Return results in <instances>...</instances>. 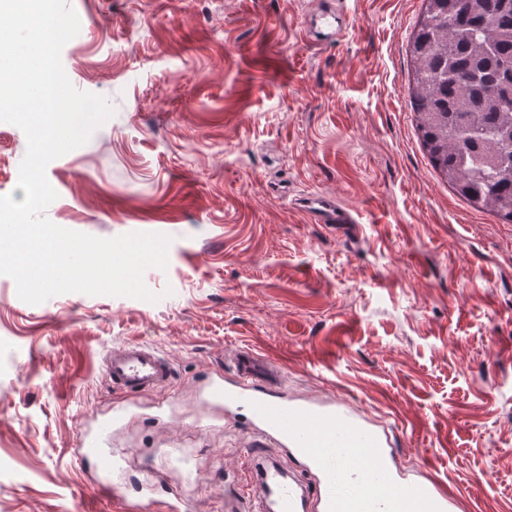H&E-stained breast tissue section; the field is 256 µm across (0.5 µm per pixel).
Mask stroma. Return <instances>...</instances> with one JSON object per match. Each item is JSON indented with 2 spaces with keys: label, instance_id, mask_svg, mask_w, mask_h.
Wrapping results in <instances>:
<instances>
[{
  "label": "stroma",
  "instance_id": "obj_1",
  "mask_svg": "<svg viewBox=\"0 0 512 512\" xmlns=\"http://www.w3.org/2000/svg\"><path fill=\"white\" fill-rule=\"evenodd\" d=\"M339 41L307 45L317 0H69L61 59L114 116L51 161L56 225L170 237L161 298L65 293L32 305L0 275V512H120L85 436L111 418L112 479L136 512L171 490L224 512L249 478L242 422L206 402L251 349L292 399L344 401L388 428L405 480L460 490L453 512H512V224L433 168L410 105L423 0H338ZM26 137L0 122V195L20 202ZM359 216L339 231L292 199ZM156 347L170 385L111 387L103 358ZM293 205L307 214L316 224H356L351 211L342 206L334 197L309 193L296 198Z\"/></svg>",
  "mask_w": 512,
  "mask_h": 512
}]
</instances>
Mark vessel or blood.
I'll list each match as a JSON object with an SVG mask.
<instances>
[{"label":"vessel or blood","mask_w":512,"mask_h":512,"mask_svg":"<svg viewBox=\"0 0 512 512\" xmlns=\"http://www.w3.org/2000/svg\"><path fill=\"white\" fill-rule=\"evenodd\" d=\"M347 18L335 9L311 15L304 30L308 41L338 40ZM295 207L318 224H351V211L334 197L311 193ZM113 387L132 393L166 386L171 364L154 348L124 345L104 361ZM280 367L251 350L239 351L234 375L212 381L207 397L242 418L253 468L250 488L226 501L227 512H452L456 491L440 480L403 481L392 461L389 440L349 406L292 402L279 390ZM286 449L318 477L306 485L276 461L273 449Z\"/></svg>","instance_id":"obj_1"}]
</instances>
